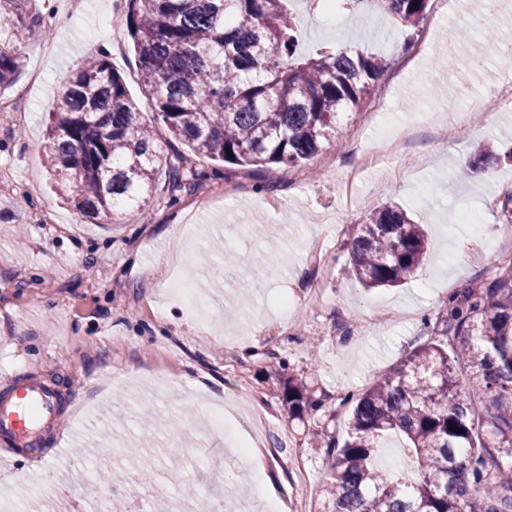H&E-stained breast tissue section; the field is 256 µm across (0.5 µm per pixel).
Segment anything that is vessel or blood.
Listing matches in <instances>:
<instances>
[{
  "label": "vessel or blood",
  "instance_id": "1",
  "mask_svg": "<svg viewBox=\"0 0 512 512\" xmlns=\"http://www.w3.org/2000/svg\"><path fill=\"white\" fill-rule=\"evenodd\" d=\"M8 395L0 397V450L12 452L21 439L31 438L39 426H58L61 419L53 389L35 380L0 373Z\"/></svg>",
  "mask_w": 512,
  "mask_h": 512
}]
</instances>
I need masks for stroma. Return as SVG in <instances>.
I'll return each instance as SVG.
<instances>
[{"mask_svg":"<svg viewBox=\"0 0 512 512\" xmlns=\"http://www.w3.org/2000/svg\"><path fill=\"white\" fill-rule=\"evenodd\" d=\"M45 33L24 49L25 67L0 89L26 91L27 119L0 126V168L17 188L0 195V372L38 377L58 393L64 420L41 443H19L0 465V489L20 493L18 512H98L88 459L100 448L140 475L146 496L174 498L193 512H215L248 482L252 512H265L258 489L310 482L307 512H317L328 479L327 439L343 440L340 398L365 389L418 344L421 320L448 294L495 274L512 257L501 201L512 192V158L468 180L457 171L484 145L512 148V0H429L411 47L376 10L330 25L305 0H287L299 50L343 44L387 58L363 111L345 114L337 138L301 169L249 170L186 154L184 172H207L208 185L232 186L217 204L192 208L158 192L142 215L113 212L88 224L52 186L43 143L59 73L106 48L144 122L159 142L153 107L139 82L126 24V0H85L67 19L64 0H39ZM51 43L53 53L36 50ZM280 201L267 206L269 197ZM395 202L422 224L427 255L394 288L365 289L354 279L344 242L372 211ZM55 223L41 224L42 212ZM478 212L496 255L480 251L459 214ZM259 225L273 226L258 237ZM327 235L320 264L311 241ZM193 282L208 299L189 309L174 284ZM250 290L238 288L239 280ZM294 309L282 316L276 303ZM379 308L384 320L353 329L351 318ZM327 393L321 410L289 420L279 399L282 375ZM225 390L228 417L263 408L266 447L278 463L256 473L239 467L224 431L207 422L204 389ZM124 409L112 417L111 407Z\"/></svg>","mask_w":512,"mask_h":512,"instance_id":"stroma-1","label":"stroma"}]
</instances>
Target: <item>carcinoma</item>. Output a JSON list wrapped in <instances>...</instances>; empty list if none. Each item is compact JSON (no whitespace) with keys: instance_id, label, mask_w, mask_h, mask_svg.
Masks as SVG:
<instances>
[{"instance_id":"cac0c4a2","label":"carcinoma","mask_w":512,"mask_h":512,"mask_svg":"<svg viewBox=\"0 0 512 512\" xmlns=\"http://www.w3.org/2000/svg\"><path fill=\"white\" fill-rule=\"evenodd\" d=\"M37 0H0V87L23 63ZM140 84L173 140L195 154L236 165L297 166L336 137L342 112H360L388 66L348 47L297 53L285 0H126ZM393 17L410 45L428 0H338ZM45 139L48 173L83 216L139 214L162 147L142 122L122 75L104 52L62 72ZM196 177L168 165L163 192L191 193ZM355 279L367 288L412 277L426 234L396 204L372 212L346 243ZM430 337L358 393L341 447L329 442L330 481L320 512H512V258L443 302ZM329 396L284 383L288 414L318 411ZM392 433L405 438L413 479L376 464ZM92 463L94 477L127 484L122 471ZM480 499H475V496Z\"/></svg>"}]
</instances>
